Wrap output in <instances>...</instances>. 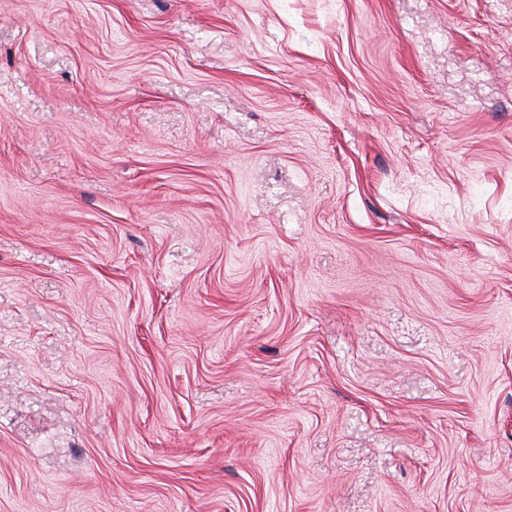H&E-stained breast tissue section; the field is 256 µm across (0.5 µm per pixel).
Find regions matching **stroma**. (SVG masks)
<instances>
[{
	"instance_id": "stroma-1",
	"label": "stroma",
	"mask_w": 512,
	"mask_h": 512,
	"mask_svg": "<svg viewBox=\"0 0 512 512\" xmlns=\"http://www.w3.org/2000/svg\"><path fill=\"white\" fill-rule=\"evenodd\" d=\"M0 512H512V0H0Z\"/></svg>"
}]
</instances>
